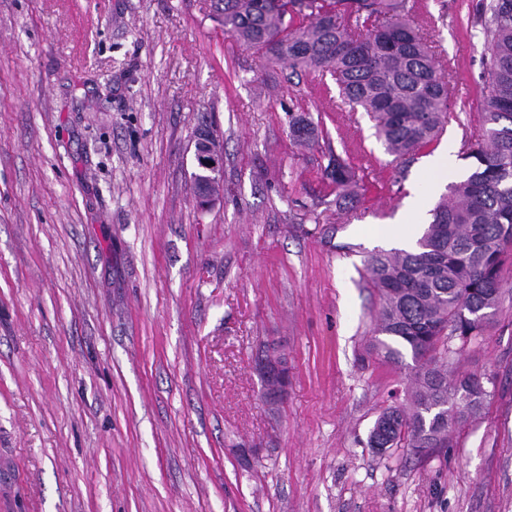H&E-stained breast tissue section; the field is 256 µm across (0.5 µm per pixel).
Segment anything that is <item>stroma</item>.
<instances>
[{
  "label": "stroma",
  "instance_id": "stroma-1",
  "mask_svg": "<svg viewBox=\"0 0 512 512\" xmlns=\"http://www.w3.org/2000/svg\"><path fill=\"white\" fill-rule=\"evenodd\" d=\"M413 2L470 94L405 164L332 76L243 49L210 0H0V512H512L510 292L450 343L481 414L447 448L367 445L412 380L370 351L364 262L469 171L428 164L477 136L487 84L477 0ZM203 124L224 150L206 209ZM335 155L355 196L324 174ZM289 127L295 142L310 144L318 140L317 125L312 121L309 113L299 112L293 115ZM272 365L267 362L258 363V369L265 378L268 393L270 396L276 397L280 395L288 380V369L286 363L280 360H272Z\"/></svg>",
  "mask_w": 512,
  "mask_h": 512
}]
</instances>
